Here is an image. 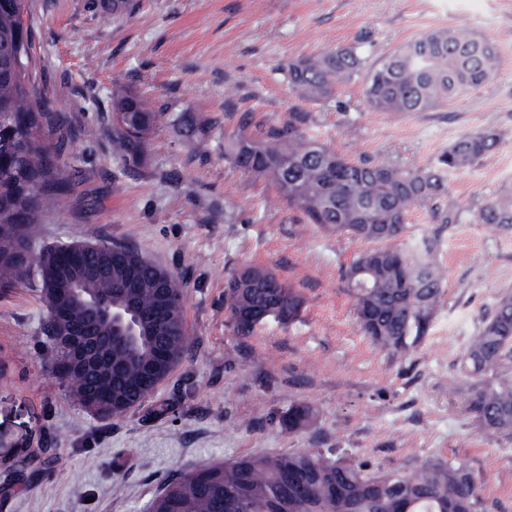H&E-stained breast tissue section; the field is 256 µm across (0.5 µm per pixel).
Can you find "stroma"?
<instances>
[{
    "mask_svg": "<svg viewBox=\"0 0 512 512\" xmlns=\"http://www.w3.org/2000/svg\"><path fill=\"white\" fill-rule=\"evenodd\" d=\"M32 80L60 113L70 190L40 213L39 244L125 242L188 281L184 359L147 401L99 420L45 371V308L34 285L0 293V512H145L172 475L249 454L335 450L389 471L461 459L488 512H512V439L487 440L451 411L455 362L500 290L512 287V226L487 235L471 214L438 230L411 213L407 236L440 231L448 281L429 333L394 361L361 333L343 269L364 242L307 223L275 186L229 164L224 135L288 125L348 157L423 167L462 134L493 126L500 145L448 175L473 209L512 180V0H133L115 20L98 0H27ZM497 38L500 68L479 91L430 112L374 110L357 75L305 99L289 60L364 40L376 61L430 27ZM142 93L167 119L162 154L118 162L112 90ZM271 269L304 298L298 321L237 336L228 280ZM306 402L313 423L278 419ZM165 415H157V408ZM52 451L48 479L19 469Z\"/></svg>",
    "mask_w": 512,
    "mask_h": 512,
    "instance_id": "obj_1",
    "label": "stroma"
}]
</instances>
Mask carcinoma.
<instances>
[{"instance_id":"1","label":"carcinoma","mask_w":512,"mask_h":512,"mask_svg":"<svg viewBox=\"0 0 512 512\" xmlns=\"http://www.w3.org/2000/svg\"><path fill=\"white\" fill-rule=\"evenodd\" d=\"M129 2L100 0V6L119 19L127 15ZM26 13V0H0V289L36 282L46 309L51 377L97 418L121 417L149 396L143 384L148 369L162 365L160 383L187 351L186 285L139 250L107 241L96 246L121 250L127 264H114L108 276L82 282L80 294L72 298L59 295L56 283L91 244L42 248L36 268H27L33 224L45 206L68 191L69 177L59 159L62 123L46 111L30 80ZM499 64L495 39L448 25L425 30L370 66L362 46L353 44L292 59L288 76L305 97L321 100L366 67L370 105L409 114L429 112L481 89ZM163 120L164 113L140 93L112 92L113 141L124 161L140 162L158 150L152 135ZM501 138L494 127L465 133L433 163L409 168L352 160L293 127L272 129L263 138L240 130L224 135V159L271 181L308 223L372 244L344 268L343 279L362 334L391 359L405 360L427 336L447 280L435 238L405 242L408 215L425 209L439 224L460 223L467 202H444L445 174L469 169ZM475 222L490 229L512 224V181L478 208ZM132 267L140 281L133 295L121 288ZM160 276L169 278L173 288L168 309L156 308ZM95 300L114 311L136 306L128 336L116 338V324L92 307ZM226 305L233 331L248 337L270 319L295 322L304 299L272 270L252 266L231 280ZM84 325L106 339L100 350L105 364L87 377L70 376L65 337ZM455 372L454 393L480 431L512 438V288L499 292ZM314 417L313 407L299 403L281 424L298 431ZM47 452L40 449V457L31 461L29 479L49 473ZM149 512H486V507L473 471L462 460H426L376 472L362 460L304 448L244 455L176 474L152 498Z\"/></svg>"}]
</instances>
